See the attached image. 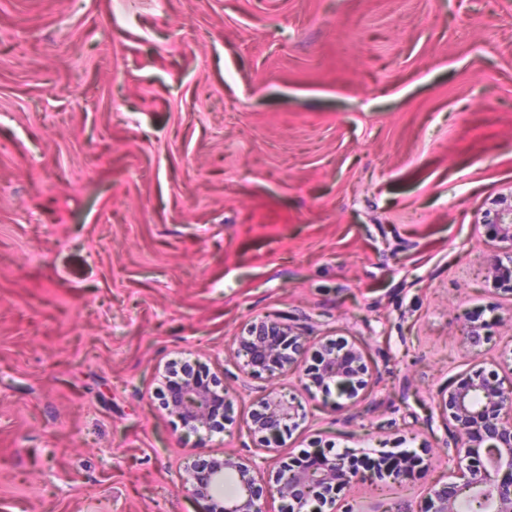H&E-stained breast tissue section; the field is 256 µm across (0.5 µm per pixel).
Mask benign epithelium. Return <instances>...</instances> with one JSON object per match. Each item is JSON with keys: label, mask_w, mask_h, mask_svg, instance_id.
Instances as JSON below:
<instances>
[{"label": "benign epithelium", "mask_w": 512, "mask_h": 512, "mask_svg": "<svg viewBox=\"0 0 512 512\" xmlns=\"http://www.w3.org/2000/svg\"><path fill=\"white\" fill-rule=\"evenodd\" d=\"M492 228L499 239L512 243V197L497 213ZM488 278L494 290L512 292V262L490 259ZM236 342L235 354L243 358L241 372L250 378L289 371L308 351L287 315L252 320ZM314 347L315 379L334 384L350 399L358 397L371 379L362 365L361 350L331 339L319 341ZM158 394L168 414L191 433L201 429L222 432L231 421L233 396L229 389L215 380L199 379L189 367L179 374L175 368H168ZM439 408L455 428L456 453L463 452L469 459V477L461 485L431 486L420 512H458L461 499L476 495L487 500L490 512H512V389H504L484 371L475 370L452 392L441 394ZM297 416L296 406L271 390L253 413L248 433L269 447L283 438ZM414 461L412 454L397 453L391 468L376 469L370 477H405L411 473ZM344 466L345 455L341 453L307 468L295 461L285 462L274 485L263 488L255 482V460L226 453L191 466L183 487L202 504V512H266L261 500L275 495L291 502L292 512H302L307 506L310 512H335L336 491L342 487L336 477ZM226 476L237 481L236 494L230 498L223 495Z\"/></svg>", "instance_id": "7a95c632"}]
</instances>
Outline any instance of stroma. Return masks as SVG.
Wrapping results in <instances>:
<instances>
[{
	"label": "stroma",
	"mask_w": 512,
	"mask_h": 512,
	"mask_svg": "<svg viewBox=\"0 0 512 512\" xmlns=\"http://www.w3.org/2000/svg\"><path fill=\"white\" fill-rule=\"evenodd\" d=\"M511 194L512 0H0V512H199L186 469L227 452L262 485L304 450L423 459L337 512L463 483L438 401L512 385ZM279 314L361 347L358 400L238 380ZM173 361L236 390L224 432L162 408ZM273 388L302 416L263 448ZM492 280V287L496 291L507 290L512 293V262L504 264L500 259H490L488 279Z\"/></svg>",
	"instance_id": "obj_1"
}]
</instances>
